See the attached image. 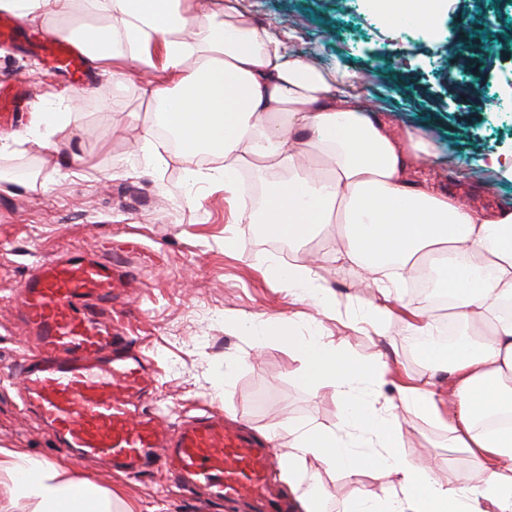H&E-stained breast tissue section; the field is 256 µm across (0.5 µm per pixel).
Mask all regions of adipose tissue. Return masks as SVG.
Returning <instances> with one entry per match:
<instances>
[{"label":"adipose tissue","instance_id":"adipose-tissue-1","mask_svg":"<svg viewBox=\"0 0 512 512\" xmlns=\"http://www.w3.org/2000/svg\"><path fill=\"white\" fill-rule=\"evenodd\" d=\"M78 2L85 13L109 15L111 24L53 33L99 44L91 60L101 73L136 83L153 66L151 47L163 49L164 79L143 87L153 120L142 126L138 152L161 161L155 137L164 125L179 132L184 155L222 159L210 172L189 170L190 184L223 188L238 200L245 223L261 225L268 238L302 247L335 225L336 263L367 282L368 296L345 313L313 263L271 267L292 299L329 318L347 316L378 336L397 318L408 335L434 336L433 298L406 294L403 286L431 266L440 270L438 285L451 299L448 320L468 336L448 354L429 347L421 354L428 370L447 371L452 389L444 399L409 370L393 375L382 358L338 349L318 324L302 331L280 318L236 317L256 348L287 340L305 363L303 381L332 388L344 412V431H288L282 478L303 512H321L311 459L328 470L392 476L380 490L345 501L340 512H512V422L479 421L483 414L512 419V200L489 215L408 182V164L438 160V144L422 131L392 139L360 102L352 75L288 54L284 40L250 22L237 0H225L219 15L206 0H0V8L34 24L46 15L68 16ZM78 109L77 98L52 94L30 127L0 137V150L31 141L56 150L55 134ZM245 167L278 174L259 203L240 194ZM388 384L395 397H384ZM422 415L447 430L449 447L469 453L479 479L450 480L433 460L402 454L407 426ZM0 482V512L21 500L34 512H112L111 495L70 478L63 460L0 448Z\"/></svg>","mask_w":512,"mask_h":512}]
</instances>
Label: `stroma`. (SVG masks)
<instances>
[{"instance_id":"35a3bbf8","label":"stroma","mask_w":512,"mask_h":512,"mask_svg":"<svg viewBox=\"0 0 512 512\" xmlns=\"http://www.w3.org/2000/svg\"><path fill=\"white\" fill-rule=\"evenodd\" d=\"M239 3L255 24L287 34L289 53L355 74L362 102L376 109L392 138L420 129L437 141L441 158L411 163L409 181L451 193L466 186L470 197L484 201L488 214L496 212L500 195L512 196L511 176L499 177L496 196L478 184L492 158L512 155V112L494 109L496 101H512V0H441L436 29L411 36L388 30L381 9L370 7L369 0ZM477 17L493 18L494 33L481 39L470 62L449 63V41ZM90 75L75 123L56 135L59 153L30 142L0 156V170L16 173L15 184L0 189V365L21 363L26 356L25 331L12 301L34 265L65 250L133 239L142 249L138 276L122 302L130 308L126 320L136 347L155 362L153 406L169 422L209 408L254 436H272L277 448L297 425L340 428L343 412L332 389L314 390L303 382V364L287 342L269 343L258 353L251 337L233 324L241 313L310 324L314 308L293 300L266 272L273 262L284 267L304 261L307 251L257 237L223 191L199 186L195 207H187L192 161L166 150L160 164L149 165L134 149L137 129H115L132 116L150 120L139 85L115 83L95 69ZM20 84L30 89L20 112L23 126L51 90L70 89L69 79L50 73L47 62L29 54L24 43H0V87ZM334 248L328 230L309 251L321 257L319 276L352 308L368 287L353 271L337 267ZM320 329L350 354H379L390 366L425 371L401 321H392L382 338L345 318L322 319ZM446 444L434 421L418 418L406 433L403 452L441 458L451 477L473 471L469 457L445 455ZM0 447L50 461L66 454L23 409L15 385H0ZM70 472L115 493L134 512H233L176 487L156 468L127 478L96 461L74 459ZM316 476L323 512H337L342 501L380 487L365 470L349 475L320 468Z\"/></svg>"}]
</instances>
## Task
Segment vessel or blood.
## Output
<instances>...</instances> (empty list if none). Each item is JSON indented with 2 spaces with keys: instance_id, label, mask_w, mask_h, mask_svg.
I'll return each instance as SVG.
<instances>
[{
  "instance_id": "1",
  "label": "vessel or blood",
  "mask_w": 512,
  "mask_h": 512,
  "mask_svg": "<svg viewBox=\"0 0 512 512\" xmlns=\"http://www.w3.org/2000/svg\"><path fill=\"white\" fill-rule=\"evenodd\" d=\"M27 50L75 87L90 79L84 43L31 39ZM138 252L130 242L101 256L77 249L39 262L16 300L27 354L0 381L21 380L24 406L76 457L101 459L128 476L158 461L175 484L211 501L242 512H292L272 480L268 443L217 412L173 427L146 405L155 387L151 362L115 306L118 289L133 281L130 259Z\"/></svg>"
}]
</instances>
